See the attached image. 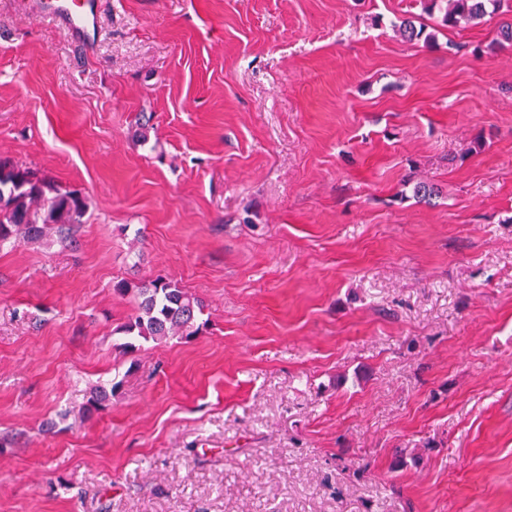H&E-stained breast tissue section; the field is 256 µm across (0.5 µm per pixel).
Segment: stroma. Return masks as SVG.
I'll return each mask as SVG.
<instances>
[{
  "instance_id": "obj_1",
  "label": "stroma",
  "mask_w": 512,
  "mask_h": 512,
  "mask_svg": "<svg viewBox=\"0 0 512 512\" xmlns=\"http://www.w3.org/2000/svg\"><path fill=\"white\" fill-rule=\"evenodd\" d=\"M424 4L103 0L84 49L0 0V159L87 203L0 246V512H512V0ZM160 276L208 324L125 348ZM430 8L438 6L441 12V24L453 27L461 21L482 19L487 13V6H492V12L500 7L501 0H430Z\"/></svg>"
}]
</instances>
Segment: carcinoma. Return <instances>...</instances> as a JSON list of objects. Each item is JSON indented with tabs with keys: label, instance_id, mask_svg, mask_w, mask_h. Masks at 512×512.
Returning a JSON list of instances; mask_svg holds the SVG:
<instances>
[{
	"label": "carcinoma",
	"instance_id": "obj_1",
	"mask_svg": "<svg viewBox=\"0 0 512 512\" xmlns=\"http://www.w3.org/2000/svg\"><path fill=\"white\" fill-rule=\"evenodd\" d=\"M501 0H430L441 12V24L453 27L462 21L480 20L487 6L497 11ZM86 203L75 191L52 188L46 179L22 166L0 162V243L12 238L37 241L50 228L81 223ZM131 291L139 297L137 310L122 331L136 341L161 343L190 338L200 331L201 302L172 280L157 278L141 286L117 285L116 292Z\"/></svg>",
	"mask_w": 512,
	"mask_h": 512
}]
</instances>
